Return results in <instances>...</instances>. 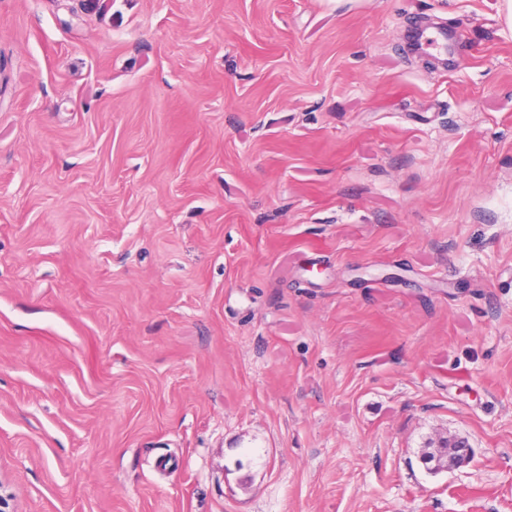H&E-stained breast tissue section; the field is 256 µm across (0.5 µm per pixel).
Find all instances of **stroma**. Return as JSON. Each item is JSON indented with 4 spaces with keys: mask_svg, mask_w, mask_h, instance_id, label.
Instances as JSON below:
<instances>
[{
    "mask_svg": "<svg viewBox=\"0 0 512 512\" xmlns=\"http://www.w3.org/2000/svg\"><path fill=\"white\" fill-rule=\"evenodd\" d=\"M0 492L512 512L502 0H0ZM456 44V33L448 32L447 27L424 26L414 31L411 39L412 49L418 53L448 55ZM459 449V451H457ZM453 451H457L455 462L461 463L467 457V448H459L456 444L448 447V440H441L437 448H427V450L423 453V460L426 464L436 462V466L443 467V464L446 462V457L451 456Z\"/></svg>",
    "mask_w": 512,
    "mask_h": 512,
    "instance_id": "obj_1",
    "label": "stroma"
}]
</instances>
